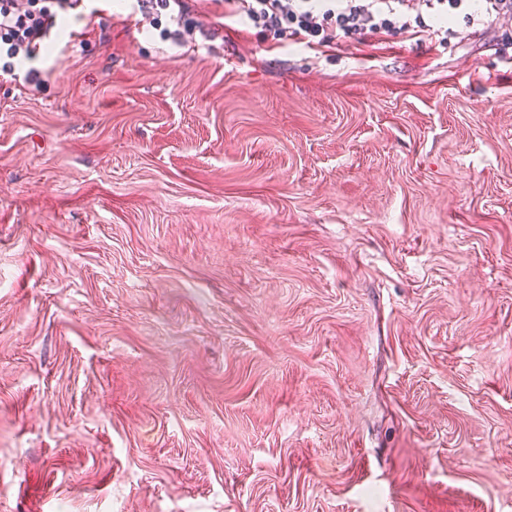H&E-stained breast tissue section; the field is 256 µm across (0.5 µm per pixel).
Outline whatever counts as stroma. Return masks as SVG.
Returning <instances> with one entry per match:
<instances>
[{
    "instance_id": "stroma-1",
    "label": "stroma",
    "mask_w": 512,
    "mask_h": 512,
    "mask_svg": "<svg viewBox=\"0 0 512 512\" xmlns=\"http://www.w3.org/2000/svg\"><path fill=\"white\" fill-rule=\"evenodd\" d=\"M186 2L0 77V512H512V14ZM134 2H136L141 16L150 17L149 25L153 27L159 25L158 19L162 15V11H168L177 28L173 30L168 27L160 29V35L165 41H172L176 44L183 42L184 32L180 29V16L182 17L185 9L184 0H136ZM176 10L177 14L175 15ZM420 2L446 17V25L471 2H482L480 13L487 22L512 12L511 0H224V15L269 33L278 43L307 40L308 45L331 47L347 39L360 42L369 34L431 30L418 11Z\"/></svg>"
}]
</instances>
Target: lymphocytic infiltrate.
Here are the masks:
<instances>
[{"instance_id": "lymphocytic-infiltrate-1", "label": "lymphocytic infiltrate", "mask_w": 512, "mask_h": 512, "mask_svg": "<svg viewBox=\"0 0 512 512\" xmlns=\"http://www.w3.org/2000/svg\"><path fill=\"white\" fill-rule=\"evenodd\" d=\"M471 0H224V14L271 35L277 42L320 46L367 35H394L424 27L419 6L451 18ZM84 0H0V76L36 84L30 65L60 22L83 8Z\"/></svg>"}]
</instances>
